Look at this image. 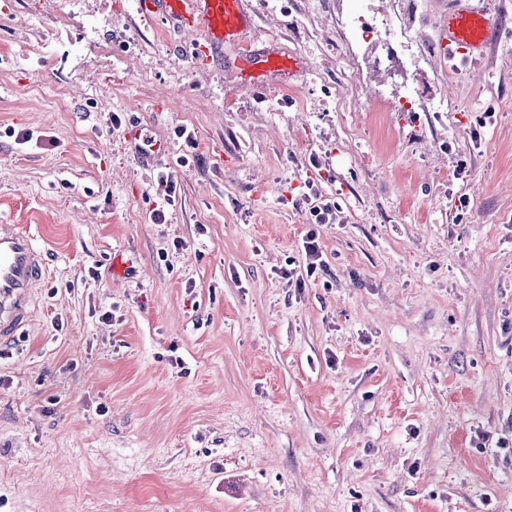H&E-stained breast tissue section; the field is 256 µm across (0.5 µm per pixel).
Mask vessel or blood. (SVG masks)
I'll return each instance as SVG.
<instances>
[{"mask_svg":"<svg viewBox=\"0 0 512 512\" xmlns=\"http://www.w3.org/2000/svg\"><path fill=\"white\" fill-rule=\"evenodd\" d=\"M141 17L162 13L182 25L203 29L211 48L236 40L245 23L240 0H136ZM449 57L484 56L499 37L486 11L470 0H454L446 28ZM46 262L33 235L17 224H0V340L17 336L33 314V291L44 279Z\"/></svg>","mask_w":512,"mask_h":512,"instance_id":"obj_1","label":"vessel or blood"}]
</instances>
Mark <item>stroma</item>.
<instances>
[{
    "instance_id": "stroma-1",
    "label": "stroma",
    "mask_w": 512,
    "mask_h": 512,
    "mask_svg": "<svg viewBox=\"0 0 512 512\" xmlns=\"http://www.w3.org/2000/svg\"><path fill=\"white\" fill-rule=\"evenodd\" d=\"M471 3L475 62L451 0H241L207 56L135 0H0V222L48 267L0 342V512H512L477 445L512 436V0ZM363 15L406 34L343 57ZM247 51L299 66L260 95ZM470 0H455L448 11L446 28L448 57L464 60L484 56L487 48L499 37L496 25L485 10L469 6Z\"/></svg>"
}]
</instances>
